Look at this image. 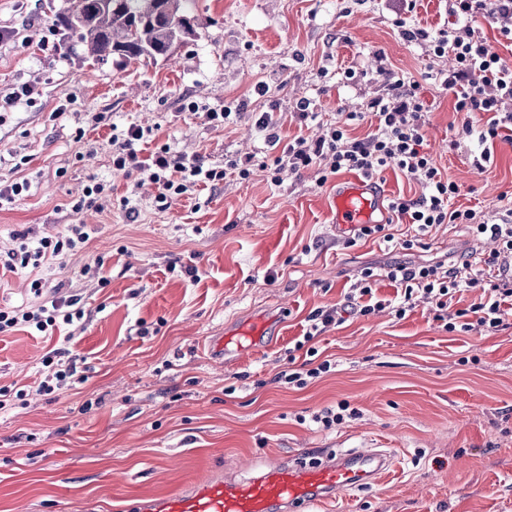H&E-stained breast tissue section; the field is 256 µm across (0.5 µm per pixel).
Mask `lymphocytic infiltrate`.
Masks as SVG:
<instances>
[{
	"mask_svg": "<svg viewBox=\"0 0 512 512\" xmlns=\"http://www.w3.org/2000/svg\"><path fill=\"white\" fill-rule=\"evenodd\" d=\"M448 12L457 18L455 28L423 29L410 25L405 17H397L395 25L406 41H423L434 56L451 55L454 65L448 72H437L434 80L454 96L455 111L466 118L457 129L461 140L474 139L482 144V158H489L485 145L497 139L502 130L512 127V65L476 34L473 18L512 15V0H448ZM387 97L372 103L371 114L349 112L336 123L327 126L315 140L298 137L285 144L281 155L272 160L274 173L299 172L314 164L325 167L326 175L357 171L373 177L385 168L393 167L418 182L423 192L415 198L393 199L389 210L393 217L407 221L415 228L413 236L395 240L385 225L364 224L358 228L360 239L379 236L407 251L423 247V239L439 224L467 225L472 236L496 242L482 263H475L471 254L461 253L449 265L440 263L390 265L386 278L400 286L394 312L405 318L417 298L430 300L435 320L444 322L448 331H455L456 321L469 316L487 331L498 330L506 314L504 303L512 290L500 287L497 279L502 262L512 257V205L504 207L496 223L478 220L473 209L455 207L460 193L457 183L445 178L430 154L424 149V128L428 107L418 94L419 83L399 72L388 74ZM372 117L375 124L365 137L349 136L348 128L356 121ZM152 129L129 124L112 136V168L128 177L155 184L159 209L170 207L174 199L190 195L195 187L216 185L227 174L247 179V163L225 160L214 167L200 154L173 153L170 145L161 144L154 151L143 152L142 146L152 137ZM89 239L84 225H67L64 232L42 238L37 245L19 242L18 246L0 258V268L39 269L43 266L64 268L68 253L80 248ZM480 291L478 302L465 309H453L455 295L467 289ZM33 300L27 306L0 308V334L29 328L51 333L63 325L82 320L84 311L77 298H47L41 279L31 283Z\"/></svg>",
	"mask_w": 512,
	"mask_h": 512,
	"instance_id": "lymphocytic-infiltrate-1",
	"label": "lymphocytic infiltrate"
}]
</instances>
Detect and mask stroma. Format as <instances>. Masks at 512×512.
<instances>
[{"label": "stroma", "instance_id": "stroma-1", "mask_svg": "<svg viewBox=\"0 0 512 512\" xmlns=\"http://www.w3.org/2000/svg\"><path fill=\"white\" fill-rule=\"evenodd\" d=\"M61 2L0 0V28L13 33L0 42V96L38 90L0 122V182L31 184L0 205V251L19 233L36 242L85 225L84 249L43 275L46 295L78 296L85 316L70 337L0 335V387L25 392L0 411V512H133L137 499L221 471L351 448L386 450L393 461L367 489L306 512H512V314L495 332H450L422 301L402 319L387 308L348 313L313 342L329 373L302 388L277 381L309 360L296 346L309 314L346 304L365 267L400 257L337 233L330 205L342 175L322 178L314 165L276 184L255 167L161 211L155 185L131 187L112 169V129L132 123L217 167L280 155L284 142L317 137L339 114L368 111L394 70L420 83L425 149L459 185L456 206L495 220L512 194V143L495 140L480 170L477 142L450 149L463 118L452 93L424 77L449 63L402 39V0H196L195 34L170 56L95 65L60 49L50 18ZM303 97L319 122L300 121ZM187 99L232 114L213 128L184 111ZM63 103L66 118L52 119ZM265 112L279 144L255 127ZM92 175L110 187L102 209L73 212ZM429 243L409 261L493 248L462 224L433 228ZM98 257V278L83 276ZM262 318L278 327L267 347L231 363L212 354V341ZM60 348L86 375L47 394L43 360ZM342 401L355 416L329 430L310 423Z\"/></svg>", "mask_w": 512, "mask_h": 512}]
</instances>
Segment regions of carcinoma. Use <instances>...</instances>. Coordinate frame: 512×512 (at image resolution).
<instances>
[{"label":"carcinoma","instance_id":"carcinoma-1","mask_svg":"<svg viewBox=\"0 0 512 512\" xmlns=\"http://www.w3.org/2000/svg\"><path fill=\"white\" fill-rule=\"evenodd\" d=\"M145 0H66L52 18L67 53L82 50L85 57L102 63L113 55L126 60L155 59L194 35L192 3L195 0H156L178 18L172 25L142 12Z\"/></svg>","mask_w":512,"mask_h":512}]
</instances>
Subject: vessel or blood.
<instances>
[{"label":"vessel or blood","mask_w":512,"mask_h":512,"mask_svg":"<svg viewBox=\"0 0 512 512\" xmlns=\"http://www.w3.org/2000/svg\"><path fill=\"white\" fill-rule=\"evenodd\" d=\"M383 212V193L370 179L344 180L333 199V222L340 232L377 223ZM389 465L387 453L375 448L329 453L312 463L294 456L247 478L211 476L147 498L140 512H294L296 506L365 488Z\"/></svg>","instance_id":"vessel-or-blood-1"}]
</instances>
